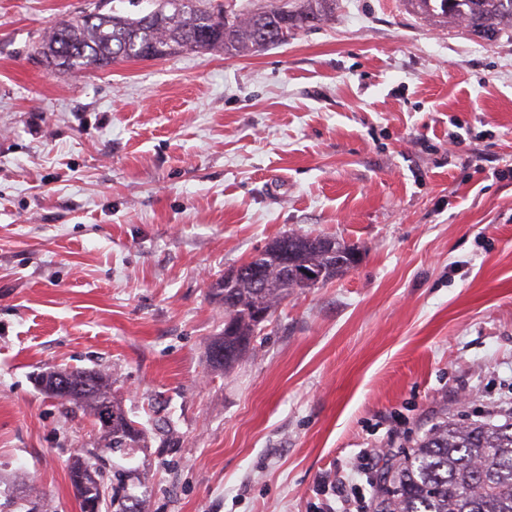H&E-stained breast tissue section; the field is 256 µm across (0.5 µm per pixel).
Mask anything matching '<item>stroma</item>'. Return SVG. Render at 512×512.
Wrapping results in <instances>:
<instances>
[{
  "mask_svg": "<svg viewBox=\"0 0 512 512\" xmlns=\"http://www.w3.org/2000/svg\"><path fill=\"white\" fill-rule=\"evenodd\" d=\"M112 7L0 0V512H81L101 433L39 389L52 366L107 372L148 429L150 512H332L342 479L367 505L361 458L512 410V41L338 0L247 56L36 54ZM290 232L358 262L212 371V281Z\"/></svg>",
  "mask_w": 512,
  "mask_h": 512,
  "instance_id": "1",
  "label": "stroma"
}]
</instances>
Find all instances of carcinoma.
I'll list each match as a JSON object with an SVG mask.
<instances>
[{"label":"carcinoma","instance_id":"carcinoma-1","mask_svg":"<svg viewBox=\"0 0 512 512\" xmlns=\"http://www.w3.org/2000/svg\"><path fill=\"white\" fill-rule=\"evenodd\" d=\"M415 15L438 22L450 20L470 35L489 43L512 37V0H407ZM154 8L131 17L119 9L63 20L46 33L36 52L46 66L74 71L91 66L155 58L183 51L245 55L283 43L280 22L287 34L323 23L336 13V0H264L258 8L240 13L209 0H153ZM288 16H282V7ZM355 247L322 236L288 234L263 250V277L272 284L258 288L247 274L231 269L212 283L211 298L224 308V331L209 350V365L228 371L253 349L263 328L258 314L272 316L294 288H316L341 277ZM319 275L305 282L297 271ZM68 391L60 395L70 404L95 415L99 404L112 403L111 425L104 448L90 453L95 462L77 459L70 480L80 506L93 502L112 512H148L149 485L142 476L147 431L125 411L112 393V383L99 370L50 368L38 381L49 392L61 380ZM112 455V481L104 479L103 455ZM379 512H512V416L504 420H439L387 465L379 479Z\"/></svg>","mask_w":512,"mask_h":512}]
</instances>
